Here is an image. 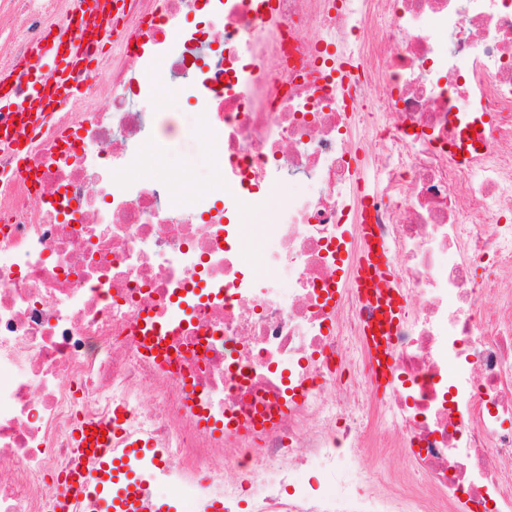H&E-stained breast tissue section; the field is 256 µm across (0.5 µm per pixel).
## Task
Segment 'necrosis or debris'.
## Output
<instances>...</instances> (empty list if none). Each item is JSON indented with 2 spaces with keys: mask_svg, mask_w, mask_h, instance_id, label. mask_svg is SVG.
Masks as SVG:
<instances>
[{
  "mask_svg": "<svg viewBox=\"0 0 512 512\" xmlns=\"http://www.w3.org/2000/svg\"><path fill=\"white\" fill-rule=\"evenodd\" d=\"M13 2L4 70L58 9ZM112 28L107 56L81 26L104 76L83 112L23 169L0 154V512H56L76 430L117 408L162 458L133 512L170 486L195 512H512V0H123ZM160 61L223 158L189 199L139 167L178 123L137 105ZM286 179L309 188L276 200ZM244 209L272 217L262 283ZM372 242L403 303L381 392ZM26 14L0 9V50L21 35L26 28Z\"/></svg>",
  "mask_w": 512,
  "mask_h": 512,
  "instance_id": "1",
  "label": "necrosis or debris"
}]
</instances>
